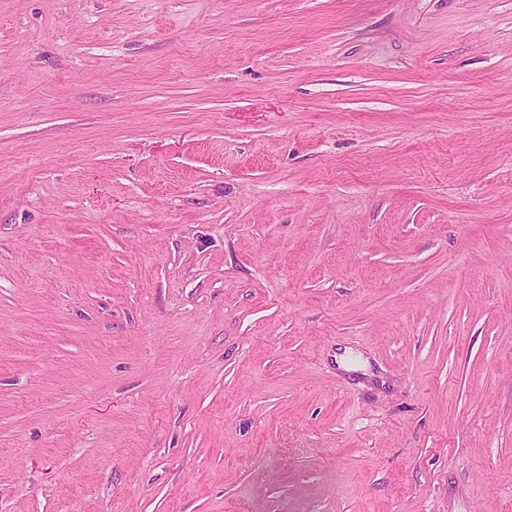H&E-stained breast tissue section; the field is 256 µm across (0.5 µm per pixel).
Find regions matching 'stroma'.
I'll list each match as a JSON object with an SVG mask.
<instances>
[{"instance_id":"35a3bbf8","label":"stroma","mask_w":512,"mask_h":512,"mask_svg":"<svg viewBox=\"0 0 512 512\" xmlns=\"http://www.w3.org/2000/svg\"><path fill=\"white\" fill-rule=\"evenodd\" d=\"M0 512H512V0H0Z\"/></svg>"}]
</instances>
